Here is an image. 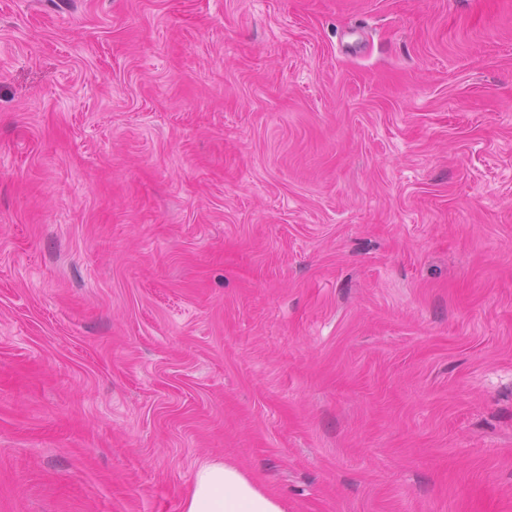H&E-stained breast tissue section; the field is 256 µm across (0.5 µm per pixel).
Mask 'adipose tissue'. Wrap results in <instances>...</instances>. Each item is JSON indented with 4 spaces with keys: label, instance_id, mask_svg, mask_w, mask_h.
<instances>
[{
    "label": "adipose tissue",
    "instance_id": "adipose-tissue-1",
    "mask_svg": "<svg viewBox=\"0 0 512 512\" xmlns=\"http://www.w3.org/2000/svg\"><path fill=\"white\" fill-rule=\"evenodd\" d=\"M182 512H287L283 501L266 491L236 464L208 460L196 469Z\"/></svg>",
    "mask_w": 512,
    "mask_h": 512
}]
</instances>
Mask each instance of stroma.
Returning a JSON list of instances; mask_svg holds the SVG:
<instances>
[{
  "mask_svg": "<svg viewBox=\"0 0 512 512\" xmlns=\"http://www.w3.org/2000/svg\"><path fill=\"white\" fill-rule=\"evenodd\" d=\"M512 512V0H0V512ZM182 512H287L284 502L266 491L236 464L208 460L195 470Z\"/></svg>",
  "mask_w": 512,
  "mask_h": 512,
  "instance_id": "1",
  "label": "stroma"
}]
</instances>
